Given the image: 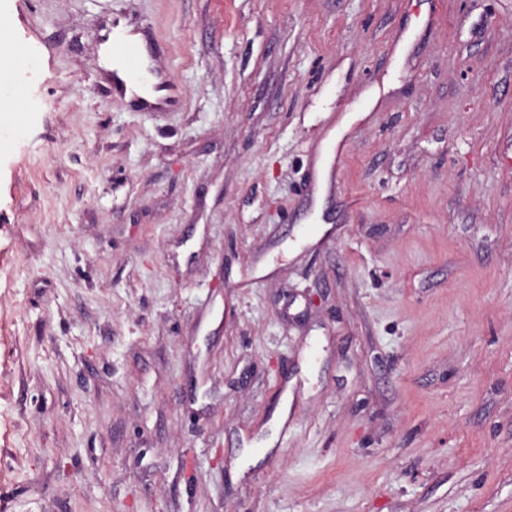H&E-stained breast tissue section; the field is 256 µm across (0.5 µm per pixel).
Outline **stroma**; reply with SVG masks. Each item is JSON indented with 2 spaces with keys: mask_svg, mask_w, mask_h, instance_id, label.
<instances>
[{
  "mask_svg": "<svg viewBox=\"0 0 512 512\" xmlns=\"http://www.w3.org/2000/svg\"><path fill=\"white\" fill-rule=\"evenodd\" d=\"M1 16L0 512H512V0ZM117 30L121 31L123 34V37L130 43L118 40L115 42L116 45H120L123 48L122 55L127 60V80L128 82L136 85L144 80V74L142 71L137 67L138 66V60H139V48L135 44H132L138 40V37L136 35H131L128 32V29L123 28L122 25L118 26ZM137 76H140L141 78H138ZM132 90L137 93L138 95H141L145 98H147L150 101H153L154 98L149 95L150 89L148 87L136 85L132 87Z\"/></svg>",
  "mask_w": 512,
  "mask_h": 512,
  "instance_id": "stroma-1",
  "label": "stroma"
}]
</instances>
